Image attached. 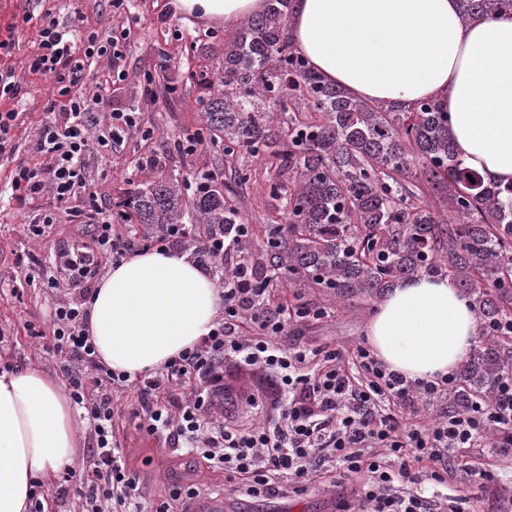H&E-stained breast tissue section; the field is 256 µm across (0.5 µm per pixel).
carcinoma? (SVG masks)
Instances as JSON below:
<instances>
[{
	"label": "carcinoma",
	"mask_w": 512,
	"mask_h": 512,
	"mask_svg": "<svg viewBox=\"0 0 512 512\" xmlns=\"http://www.w3.org/2000/svg\"><path fill=\"white\" fill-rule=\"evenodd\" d=\"M290 0H269L213 50L214 73H189L201 87L202 122L190 138L220 139L224 156L270 158L277 169L268 195L280 203L285 231L261 247L281 287L301 296L328 295L329 307L374 300L400 281L443 275L476 313V344L458 371L460 386L435 404V414L466 413L493 401L512 374V340L496 329L512 320V187L484 180L459 158L447 113L422 100L374 104L327 83L297 55L288 35ZM512 13V0H460L470 23ZM311 101L314 112L284 118L287 101ZM447 192L448 215L419 195L422 185ZM212 168L186 174L158 171L112 204L113 221L157 232L166 224L243 223Z\"/></svg>",
	"instance_id": "carcinoma-1"
}]
</instances>
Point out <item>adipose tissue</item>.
<instances>
[{
	"label": "adipose tissue",
	"mask_w": 512,
	"mask_h": 512,
	"mask_svg": "<svg viewBox=\"0 0 512 512\" xmlns=\"http://www.w3.org/2000/svg\"><path fill=\"white\" fill-rule=\"evenodd\" d=\"M181 14L233 27L267 0H175ZM289 36L327 82L392 105L421 99L448 112L464 165L512 186V13L463 23L458 0H292ZM91 341L112 371L164 367L215 327L220 290L188 253L139 252L108 270L86 305ZM476 317L445 277L398 283L366 327L377 358L411 380L455 373ZM65 381L36 362L0 371V512H28L34 483L51 489L81 463Z\"/></svg>",
	"instance_id": "obj_1"
}]
</instances>
